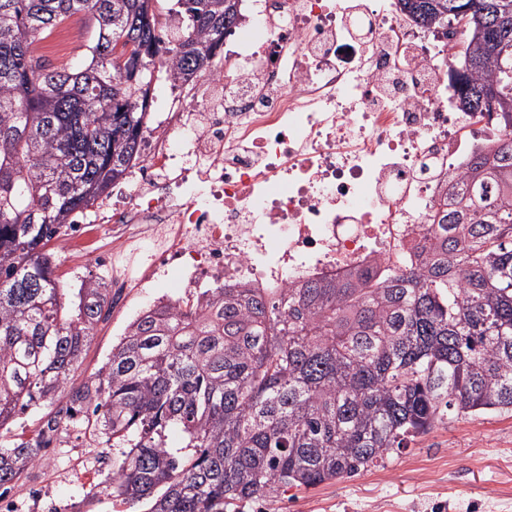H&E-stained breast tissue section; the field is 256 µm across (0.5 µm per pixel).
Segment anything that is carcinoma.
<instances>
[{
	"label": "carcinoma",
	"instance_id": "cac0c4a2",
	"mask_svg": "<svg viewBox=\"0 0 512 512\" xmlns=\"http://www.w3.org/2000/svg\"><path fill=\"white\" fill-rule=\"evenodd\" d=\"M512 0H398L415 24L463 34L443 59L464 112L512 128ZM152 0H0V430L37 412L35 437L0 436V497L70 422L122 449L112 493L148 512H226L283 487L383 467L446 418L512 411V136L475 157L456 206L386 279L277 291L208 288L148 310L87 379L77 371L106 289L65 288L49 242L137 159L149 113L133 72L162 54L176 86L242 20L241 0H176L161 36ZM85 17V61L36 44ZM177 430L183 445L171 448Z\"/></svg>",
	"mask_w": 512,
	"mask_h": 512
}]
</instances>
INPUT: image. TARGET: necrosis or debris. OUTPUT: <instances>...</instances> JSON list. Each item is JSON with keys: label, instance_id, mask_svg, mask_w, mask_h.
<instances>
[{"label": "necrosis or debris", "instance_id": "obj_1", "mask_svg": "<svg viewBox=\"0 0 512 512\" xmlns=\"http://www.w3.org/2000/svg\"><path fill=\"white\" fill-rule=\"evenodd\" d=\"M460 34L411 22L394 0H262L186 110L149 132L107 227L81 217L57 265L90 259L112 309L178 276L184 293L294 288L386 275L503 130L463 112L439 59Z\"/></svg>", "mask_w": 512, "mask_h": 512}]
</instances>
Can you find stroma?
Instances as JSON below:
<instances>
[{"label":"stroma","mask_w":512,"mask_h":512,"mask_svg":"<svg viewBox=\"0 0 512 512\" xmlns=\"http://www.w3.org/2000/svg\"><path fill=\"white\" fill-rule=\"evenodd\" d=\"M180 298L177 278L161 289H131L129 305L101 323L80 367L107 359L127 325L157 293ZM116 450L78 429L64 434L5 497L11 512H145L114 498L107 478ZM243 512H512V414L459 416L409 441L385 466L314 488H290Z\"/></svg>","instance_id":"1"}]
</instances>
